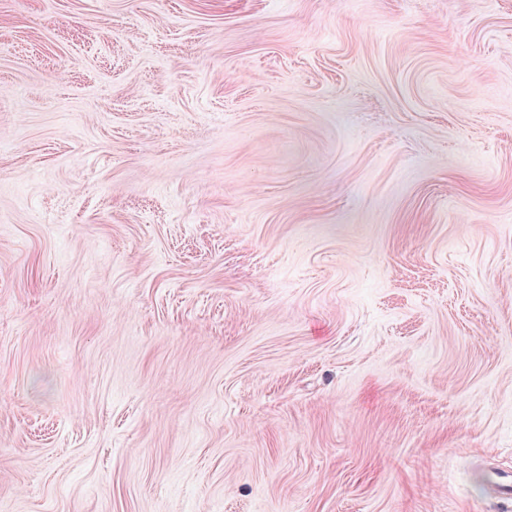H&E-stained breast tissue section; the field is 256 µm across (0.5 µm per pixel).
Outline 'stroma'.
Returning <instances> with one entry per match:
<instances>
[{
  "label": "stroma",
  "instance_id": "stroma-1",
  "mask_svg": "<svg viewBox=\"0 0 512 512\" xmlns=\"http://www.w3.org/2000/svg\"><path fill=\"white\" fill-rule=\"evenodd\" d=\"M512 0H0V512H496Z\"/></svg>",
  "mask_w": 512,
  "mask_h": 512
}]
</instances>
